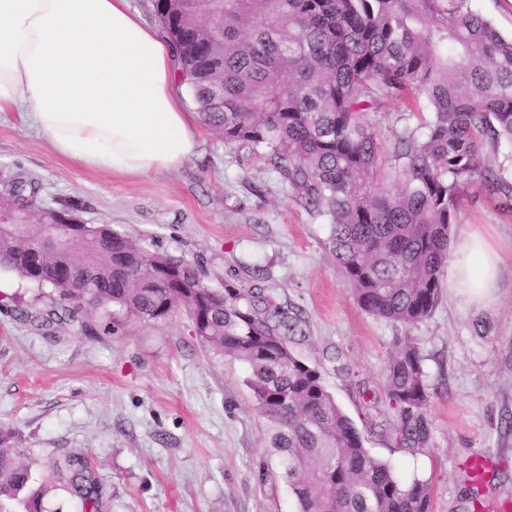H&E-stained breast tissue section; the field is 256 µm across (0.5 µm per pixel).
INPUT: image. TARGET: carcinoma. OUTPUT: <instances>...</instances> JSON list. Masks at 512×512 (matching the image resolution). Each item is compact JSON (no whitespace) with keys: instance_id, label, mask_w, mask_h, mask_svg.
<instances>
[{"instance_id":"cac0c4a2","label":"carcinoma","mask_w":512,"mask_h":512,"mask_svg":"<svg viewBox=\"0 0 512 512\" xmlns=\"http://www.w3.org/2000/svg\"><path fill=\"white\" fill-rule=\"evenodd\" d=\"M153 9L203 125L267 158L327 221L326 246L360 308L404 329L384 391L399 413L398 440L421 444L430 392L410 331L439 303L463 185L477 179L512 198V184L488 159L500 139L512 141V38L467 0H153ZM394 100L408 112L428 108L431 120L424 137L408 131L391 152L367 113ZM392 177L401 191L385 187ZM20 200L39 224L25 237H0V269L52 288L37 298L47 305L21 311L24 319L44 330L76 325L97 338L121 322L104 325L92 310L115 306L149 323L182 305L205 346L248 367L299 512H432L428 484L405 482L370 455L321 371L294 353L298 317L271 289L227 280L213 288L200 263L98 226L71 249L89 280L60 288L54 258L37 274L17 260L55 227L57 213L39 207L35 188L14 183L3 205ZM11 441L1 429L0 512H45L51 487L36 484ZM55 482L82 512H103V486L85 456L56 464Z\"/></svg>"}]
</instances>
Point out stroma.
Here are the masks:
<instances>
[{
	"mask_svg": "<svg viewBox=\"0 0 512 512\" xmlns=\"http://www.w3.org/2000/svg\"><path fill=\"white\" fill-rule=\"evenodd\" d=\"M368 119L390 146L423 121L396 101ZM196 133L195 155L177 170L112 175L60 158L17 113L0 112V194L34 179L43 206L200 262L215 287L260 275L301 320L295 354L320 369L372 456L401 479L426 481L432 512H512V204L477 183L460 199L452 237L471 225L508 259L494 305L445 290L412 329L432 397L424 444L404 448L382 397L400 328L360 309L326 247V221L264 159L204 126ZM37 292L0 270V426L14 431L16 458L37 481L83 453L104 486V512H297L247 368L207 348L185 309L90 339L23 322L15 300ZM476 455L491 468L473 499L465 463Z\"/></svg>",
	"mask_w": 512,
	"mask_h": 512,
	"instance_id": "obj_1",
	"label": "stroma"
}]
</instances>
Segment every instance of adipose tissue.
<instances>
[{
  "label": "adipose tissue",
  "instance_id": "obj_1",
  "mask_svg": "<svg viewBox=\"0 0 512 512\" xmlns=\"http://www.w3.org/2000/svg\"><path fill=\"white\" fill-rule=\"evenodd\" d=\"M174 52L128 0H0V112H18L54 151L127 175L179 168L195 152L174 91ZM503 258L462 230L448 286L495 302Z\"/></svg>",
  "mask_w": 512,
  "mask_h": 512
}]
</instances>
